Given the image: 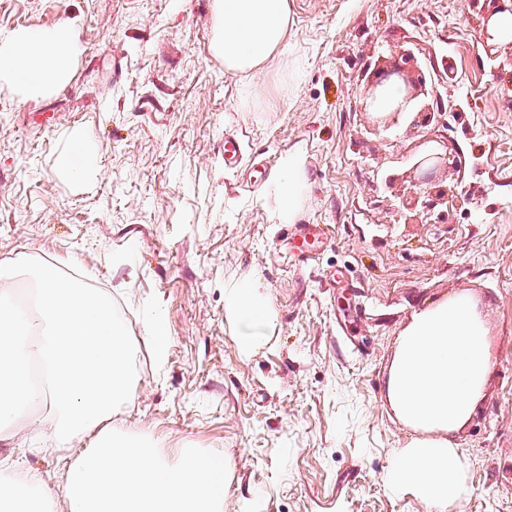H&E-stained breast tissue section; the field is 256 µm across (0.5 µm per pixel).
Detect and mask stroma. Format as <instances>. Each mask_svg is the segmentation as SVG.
<instances>
[{
	"label": "stroma",
	"instance_id": "1",
	"mask_svg": "<svg viewBox=\"0 0 512 512\" xmlns=\"http://www.w3.org/2000/svg\"><path fill=\"white\" fill-rule=\"evenodd\" d=\"M288 9L286 50L253 76L225 72L212 0H0V34L67 23L81 47L68 81L38 96L0 76V261L41 260L115 301L140 367L112 429L172 457L223 456L224 512H432L385 487L417 436L388 403V371L418 310L470 293L492 368L455 436L469 471L453 512H512V73L491 69L466 0ZM404 50L454 69L440 93L458 111L442 134L462 168L437 183L463 194L447 224L405 223L423 134L401 120L379 129L363 104L368 78ZM85 134L97 168L78 185L64 162ZM297 149L307 184L289 224L274 179L245 181ZM297 223L325 227L312 263L290 248ZM251 281L272 323L247 353L224 291ZM92 443L36 440L28 466L61 496L67 462Z\"/></svg>",
	"mask_w": 512,
	"mask_h": 512
}]
</instances>
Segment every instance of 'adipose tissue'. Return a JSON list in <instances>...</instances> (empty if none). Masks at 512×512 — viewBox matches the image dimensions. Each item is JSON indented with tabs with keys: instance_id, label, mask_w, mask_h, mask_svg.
Returning <instances> with one entry per match:
<instances>
[{
	"instance_id": "ef3b65f1",
	"label": "adipose tissue",
	"mask_w": 512,
	"mask_h": 512,
	"mask_svg": "<svg viewBox=\"0 0 512 512\" xmlns=\"http://www.w3.org/2000/svg\"><path fill=\"white\" fill-rule=\"evenodd\" d=\"M215 48L226 71L255 72L288 44V0H215ZM80 47L67 27L26 29L0 37V76L30 92L64 83ZM301 151L283 159L277 217L293 219L306 184ZM225 310L245 350L262 344L272 312L256 282L226 289ZM488 328L478 305L462 292L416 312L399 337L387 383L397 416L422 431L390 463L385 482L433 512H449L467 490L468 464L455 435L471 419L490 370ZM0 512H55L54 498L22 459L0 461Z\"/></svg>"
}]
</instances>
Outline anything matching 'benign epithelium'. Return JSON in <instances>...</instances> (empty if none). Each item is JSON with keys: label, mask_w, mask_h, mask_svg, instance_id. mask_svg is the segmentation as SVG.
<instances>
[{"label": "benign epithelium", "mask_w": 512, "mask_h": 512, "mask_svg": "<svg viewBox=\"0 0 512 512\" xmlns=\"http://www.w3.org/2000/svg\"><path fill=\"white\" fill-rule=\"evenodd\" d=\"M470 7L480 16L479 43L486 58L494 69L512 70V50L506 56L498 54L499 45L491 43L489 26L498 14L512 15V0H470ZM415 61L412 52L400 54V61L390 68L374 74L365 88V107L379 114L380 122L387 117H403L414 128H427L443 123L448 125L447 110L439 106L435 109L420 107V97L440 99L439 86L444 83L442 76L417 68V75L409 76V64ZM423 149L413 158L412 172L416 191L401 197L399 207L412 214V217H425L429 224H447L451 209L458 201V193L446 187L436 186L437 173L450 167L461 165L458 156L449 150L448 142L427 137L422 142Z\"/></svg>", "instance_id": "7a95c632"}]
</instances>
